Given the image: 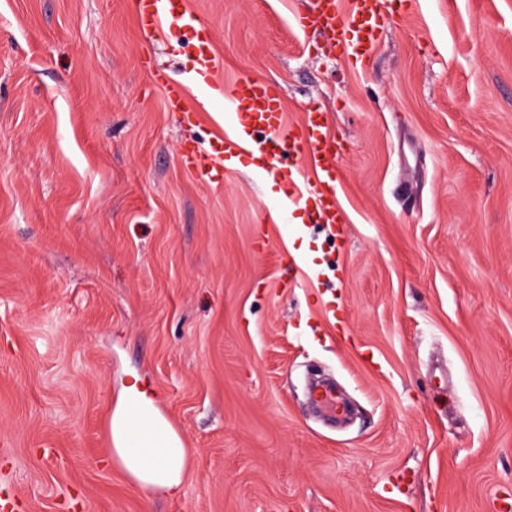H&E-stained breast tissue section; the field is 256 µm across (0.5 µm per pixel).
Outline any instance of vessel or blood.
<instances>
[{
	"label": "vessel or blood",
	"mask_w": 512,
	"mask_h": 512,
	"mask_svg": "<svg viewBox=\"0 0 512 512\" xmlns=\"http://www.w3.org/2000/svg\"><path fill=\"white\" fill-rule=\"evenodd\" d=\"M140 27L156 39L176 40L187 49L194 62V77L202 85L214 89L232 105L241 119L255 130L265 131L267 138L260 148L265 170L282 182L288 197L297 191L313 197L319 223L329 226L342 224L336 191L335 162L342 148L329 130L325 112L306 110L303 120L292 127L285 126L281 117L279 90L265 81L242 76L231 85L218 82L219 62L213 50L210 31L191 15L182 0H134ZM393 16L385 8V0H352L350 16H343L338 0H314L310 12L296 17L295 27L302 32L320 31L328 36L329 45L338 47L351 65L367 62ZM231 147L216 139L209 151L202 152L183 144L180 156L184 166L204 183H219L224 179V157ZM300 160L313 163L315 178L305 187H298V169L289 167V152Z\"/></svg>",
	"instance_id": "vessel-or-blood-1"
}]
</instances>
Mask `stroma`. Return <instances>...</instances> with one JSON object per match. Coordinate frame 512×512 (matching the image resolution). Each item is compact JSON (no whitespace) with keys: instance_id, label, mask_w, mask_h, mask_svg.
<instances>
[{"instance_id":"35a3bbf8","label":"stroma","mask_w":512,"mask_h":512,"mask_svg":"<svg viewBox=\"0 0 512 512\" xmlns=\"http://www.w3.org/2000/svg\"><path fill=\"white\" fill-rule=\"evenodd\" d=\"M218 78L327 112L345 222L181 162L234 126L132 0H0V500L27 512H497L512 500V0H394L352 68L311 0H186ZM203 101L167 111L152 70ZM283 212L281 224L266 223ZM307 241L292 255L288 238ZM333 380L351 420L306 392ZM139 378L189 451L133 487L104 422Z\"/></svg>"}]
</instances>
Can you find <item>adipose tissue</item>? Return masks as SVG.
I'll use <instances>...</instances> for the list:
<instances>
[{
    "mask_svg": "<svg viewBox=\"0 0 512 512\" xmlns=\"http://www.w3.org/2000/svg\"><path fill=\"white\" fill-rule=\"evenodd\" d=\"M154 422L143 432L142 417ZM112 459L135 486L177 495L188 465V450L180 435L156 409L138 383L126 386L112 412Z\"/></svg>",
    "mask_w": 512,
    "mask_h": 512,
    "instance_id": "adipose-tissue-1",
    "label": "adipose tissue"
}]
</instances>
